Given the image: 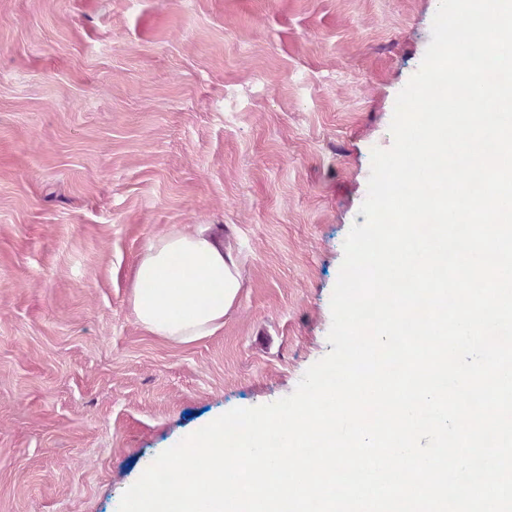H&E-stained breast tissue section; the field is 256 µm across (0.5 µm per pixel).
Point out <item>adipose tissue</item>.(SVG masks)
<instances>
[{
  "label": "adipose tissue",
  "instance_id": "ef3b65f1",
  "mask_svg": "<svg viewBox=\"0 0 512 512\" xmlns=\"http://www.w3.org/2000/svg\"><path fill=\"white\" fill-rule=\"evenodd\" d=\"M240 288L239 258L210 227L173 230L137 262L132 313L149 333L191 343L223 326Z\"/></svg>",
  "mask_w": 512,
  "mask_h": 512
}]
</instances>
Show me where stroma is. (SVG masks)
<instances>
[{"mask_svg":"<svg viewBox=\"0 0 512 512\" xmlns=\"http://www.w3.org/2000/svg\"><path fill=\"white\" fill-rule=\"evenodd\" d=\"M439 0H0V512H118L156 456L292 394ZM241 259L179 344L136 324L172 227Z\"/></svg>","mask_w":512,"mask_h":512,"instance_id":"35a3bbf8","label":"stroma"}]
</instances>
